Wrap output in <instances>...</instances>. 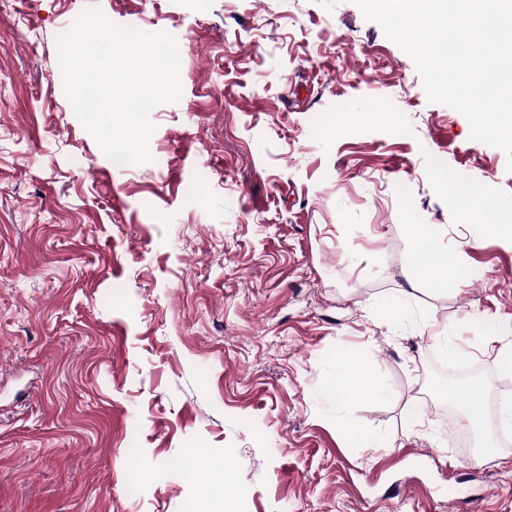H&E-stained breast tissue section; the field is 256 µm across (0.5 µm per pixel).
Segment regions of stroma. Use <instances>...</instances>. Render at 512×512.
<instances>
[{"label":"stroma","mask_w":512,"mask_h":512,"mask_svg":"<svg viewBox=\"0 0 512 512\" xmlns=\"http://www.w3.org/2000/svg\"><path fill=\"white\" fill-rule=\"evenodd\" d=\"M93 6L183 48L151 163L108 159L56 79ZM440 170L512 212L506 153L354 0H0V512H512L499 414L472 476L431 366L445 332L512 391L486 337H512V242ZM414 223L460 290L404 295ZM353 358L376 394L336 400Z\"/></svg>","instance_id":"1"}]
</instances>
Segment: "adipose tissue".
I'll use <instances>...</instances> for the list:
<instances>
[{
    "mask_svg": "<svg viewBox=\"0 0 512 512\" xmlns=\"http://www.w3.org/2000/svg\"><path fill=\"white\" fill-rule=\"evenodd\" d=\"M411 233L409 271L441 292L457 290L465 276L442 247L435 225L415 224Z\"/></svg>",
    "mask_w": 512,
    "mask_h": 512,
    "instance_id": "ef3b65f1",
    "label": "adipose tissue"
}]
</instances>
